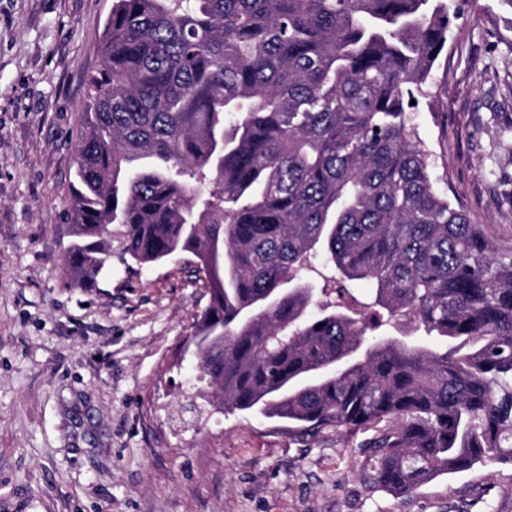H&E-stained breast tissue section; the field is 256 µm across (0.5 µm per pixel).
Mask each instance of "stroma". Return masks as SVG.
I'll return each instance as SVG.
<instances>
[{
	"mask_svg": "<svg viewBox=\"0 0 512 512\" xmlns=\"http://www.w3.org/2000/svg\"><path fill=\"white\" fill-rule=\"evenodd\" d=\"M460 9L415 116L434 175L512 245V7ZM112 0H0V512H512V466L409 494L369 480L372 433L314 435L199 401L185 344L208 296L190 254L64 265L84 79Z\"/></svg>",
	"mask_w": 512,
	"mask_h": 512,
	"instance_id": "stroma-1",
	"label": "stroma"
}]
</instances>
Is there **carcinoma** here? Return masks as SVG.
I'll list each match as a JSON object with an SVG mask.
<instances>
[{"label":"carcinoma","instance_id":"obj_1","mask_svg":"<svg viewBox=\"0 0 512 512\" xmlns=\"http://www.w3.org/2000/svg\"><path fill=\"white\" fill-rule=\"evenodd\" d=\"M444 0H113L66 266L188 252L201 381L288 427L376 429L371 483L512 465V249L433 178L413 115ZM366 285L361 295L343 286Z\"/></svg>","mask_w":512,"mask_h":512}]
</instances>
